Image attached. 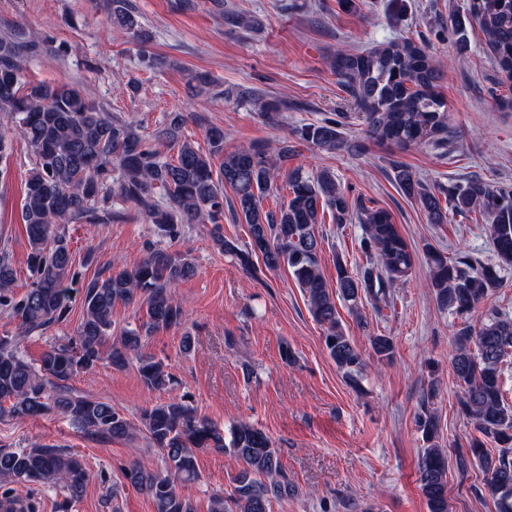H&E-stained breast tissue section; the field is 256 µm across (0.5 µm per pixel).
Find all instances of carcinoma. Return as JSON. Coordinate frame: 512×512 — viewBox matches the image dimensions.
Returning <instances> with one entry per match:
<instances>
[{
	"instance_id": "obj_1",
	"label": "carcinoma",
	"mask_w": 512,
	"mask_h": 512,
	"mask_svg": "<svg viewBox=\"0 0 512 512\" xmlns=\"http://www.w3.org/2000/svg\"><path fill=\"white\" fill-rule=\"evenodd\" d=\"M111 12L117 37L149 39L128 0H111ZM468 15L482 31L498 73L511 82L512 0H469ZM49 47L48 40L36 44L14 35L0 38V112L14 120L33 156L22 207L33 282L18 300L13 296V270L0 254V308L19 318L22 328L20 335L0 336V417L22 422L56 412L104 440L144 433L160 451L164 469L135 461L121 467V473L128 485L153 501L155 512H195L179 486L198 479L196 454L228 453L240 469L231 493L213 496L209 512H270L271 501L287 497L292 485L278 449L261 429L241 423L231 429L227 440L211 420L176 398L144 409L136 424L111 403L66 386L104 356L117 370L137 363L148 388H168L171 376L163 363L144 357L141 348L154 331L182 324L184 312L174 288L195 273L186 256L155 249L130 269L93 279L83 292V318L75 336L50 346L37 367L25 359L20 350L24 337L67 315L66 281L73 257L65 226L103 223L112 217L116 200L135 204L170 239L181 237L188 224L212 225L214 244L238 256L243 266H250L255 254L270 271L288 267L308 297L312 316L324 327L329 357L351 379L363 373L367 360L345 333L336 298L353 308L363 293L387 300L391 288L411 277L414 255L387 210L363 205L350 212L331 172L305 176L297 169L287 170L297 141L327 153L348 147L336 122L291 129L274 158L257 145L224 152V127L217 125L205 130L209 145L205 154L192 142L178 139L185 123L181 112L170 113L167 124L149 140L133 124L101 111L75 85L24 87L25 58ZM331 67L373 139L401 148L448 143V108L438 92L442 73L425 48L411 40H393L360 52L338 51ZM237 97L253 102L267 118L279 110L277 103L264 102L249 91ZM164 141L178 144L176 159L162 158L156 144ZM221 153L224 160L216 172L212 157ZM282 170L288 199L277 210L266 211L263 199L273 191ZM394 179L419 202L431 224L448 222L450 211L478 212L488 219L497 263L481 264L467 254L450 260L430 251V288L442 308L462 317L455 331L452 366L464 389L461 413L479 433L470 441L469 451L487 475L497 512H512V405L504 402L500 380L501 364L512 356V317L492 310L477 327L463 319L499 287L502 271L512 267V186L470 178L430 188L402 165L394 167ZM226 186L235 195L233 211L248 226L247 252L224 238ZM158 190L166 198L163 204L156 198ZM327 211L339 225H363L360 248L367 258V266L356 274L336 259L333 288L327 287L321 271L320 243L314 233L319 216ZM119 303L139 305L146 321L125 330L104 354L112 310ZM371 348L380 360L393 356V342L387 336L372 337ZM418 426L427 443L418 464L421 492L428 512H448V462L436 443V423L432 415L423 414ZM487 439L501 448L498 455L486 448ZM23 482L60 487L68 504L83 494L86 472L66 448L47 444L0 448V484Z\"/></svg>"
}]
</instances>
